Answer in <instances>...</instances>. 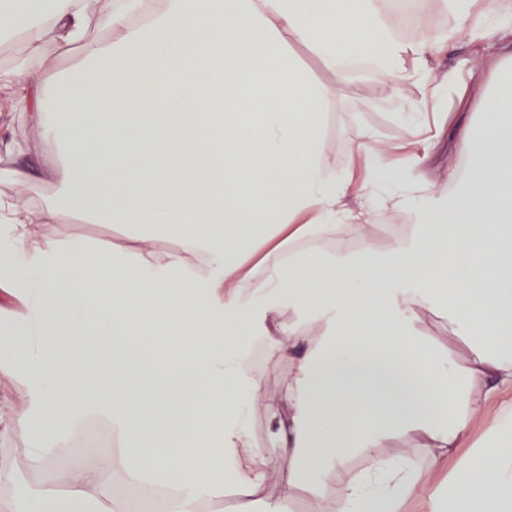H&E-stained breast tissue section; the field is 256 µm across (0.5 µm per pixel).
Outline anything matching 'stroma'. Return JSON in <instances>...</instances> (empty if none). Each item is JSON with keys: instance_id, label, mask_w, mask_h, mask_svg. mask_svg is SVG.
<instances>
[{"instance_id": "1", "label": "stroma", "mask_w": 512, "mask_h": 512, "mask_svg": "<svg viewBox=\"0 0 512 512\" xmlns=\"http://www.w3.org/2000/svg\"><path fill=\"white\" fill-rule=\"evenodd\" d=\"M418 11L425 20L426 31L442 41L432 59L435 78L451 72L460 76L459 82L449 88L440 111L428 116L426 132L416 133L414 126L401 118L402 113L418 110L426 95L425 90L415 84H406L398 91H389L371 69L362 68L341 88L337 98L327 104L323 115V136L324 161L342 178L350 172L349 152L356 135L363 130L375 132L381 147L387 150L389 163L399 167L413 165L412 182L416 194L425 197L454 191L460 182L467 159L457 153L456 137L470 115L479 112L481 98L475 95L474 89L482 82L484 62L497 51L511 54L512 44L499 43L497 34L484 30V22L477 16L470 19L469 24L481 28L482 36L473 38L465 35L448 40L449 17L443 0H419ZM9 99V90L0 89V141L19 142L33 169L26 183L0 181V196L37 207L53 200L57 193L56 184L44 176L38 166L51 148L33 127L18 125L15 113L8 108ZM345 223L339 235L322 242L320 249L323 253L340 258L353 257L361 252L367 238L373 239L380 251L392 244L393 218L376 217L362 229L352 214ZM48 231L59 237L88 239L108 246L125 239L129 229L124 225L93 224L73 217L49 226ZM416 322L424 329L431 347L439 353H447L449 342L456 336L447 310L438 307L419 309ZM23 446V441L0 437V459L13 461L18 466L14 484L0 487V512H8L16 499L36 487L52 485L63 488L72 469L67 462L57 461L52 466L43 467L26 461L22 455ZM362 466V456L354 454L341 467L330 469L317 491L303 490L288 496L279 481L273 480L267 485L265 494L284 498V512H312L313 494L335 500L345 480Z\"/></svg>"}]
</instances>
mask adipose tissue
Returning a JSON list of instances; mask_svg holds the SVG:
<instances>
[{"mask_svg":"<svg viewBox=\"0 0 512 512\" xmlns=\"http://www.w3.org/2000/svg\"><path fill=\"white\" fill-rule=\"evenodd\" d=\"M15 35L37 61L50 48L79 61L0 69L12 108L52 146L45 173L60 188L39 211L0 197V285L22 305L0 321V379L23 386L20 406L0 408V436H21L48 467L97 417L118 448L77 471L66 497L41 487L14 512H86L119 471L170 489L169 512H201L226 485L238 512H283L263 496L271 479L313 489L356 452L363 469L314 512H400L428 475L387 453L396 434L457 458L435 512H512V61L495 64L479 125L461 132L468 164L452 193L416 200L372 133L356 136L351 168L396 188L359 218L413 223L383 254L368 241L338 260L283 249L335 235L349 213L323 161L325 104L368 57L390 90L439 92L433 39L401 42L382 0H112L100 12L0 0V37ZM291 38L335 83L299 68ZM73 212L135 232L109 249L45 233ZM162 236L176 249L158 252ZM437 305L464 354L438 356L418 328L417 309ZM286 307L318 324L317 340L278 323ZM257 339L293 368L283 404L264 403L247 364ZM493 404L497 421L470 448ZM260 406L271 443L294 456L288 472L251 437Z\"/></svg>","mask_w":512,"mask_h":512,"instance_id":"1","label":"adipose tissue"}]
</instances>
